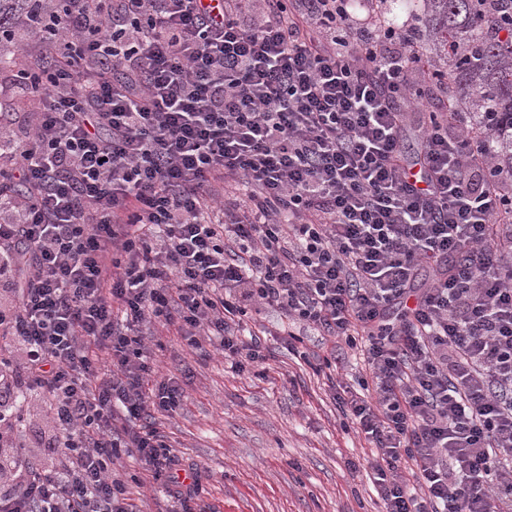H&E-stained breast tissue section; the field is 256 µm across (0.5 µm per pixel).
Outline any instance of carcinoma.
<instances>
[{
  "label": "carcinoma",
  "instance_id": "cac0c4a2",
  "mask_svg": "<svg viewBox=\"0 0 512 512\" xmlns=\"http://www.w3.org/2000/svg\"><path fill=\"white\" fill-rule=\"evenodd\" d=\"M417 39L429 51L428 65L448 66L455 103L471 127L483 129L484 113L494 125L489 150L497 165L512 172V0H421ZM43 9L40 0H0V32Z\"/></svg>",
  "mask_w": 512,
  "mask_h": 512
}]
</instances>
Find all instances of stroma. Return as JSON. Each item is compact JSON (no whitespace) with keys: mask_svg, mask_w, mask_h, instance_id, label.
<instances>
[{"mask_svg":"<svg viewBox=\"0 0 512 512\" xmlns=\"http://www.w3.org/2000/svg\"><path fill=\"white\" fill-rule=\"evenodd\" d=\"M281 325L271 309L248 312L243 323L261 337L264 380L225 360L219 337L207 342L211 355L204 359L161 322L142 328L159 371L178 377L186 391L161 429L183 467L206 473L195 512H373L371 449L344 426L325 375L289 353L278 335ZM0 410L20 416L21 442L31 458L56 468L60 455L46 398L30 392L16 402L5 393ZM115 469L139 512L165 507L161 485L144 483L135 457L122 455Z\"/></svg>","mask_w":512,"mask_h":512,"instance_id":"stroma-1","label":"stroma"}]
</instances>
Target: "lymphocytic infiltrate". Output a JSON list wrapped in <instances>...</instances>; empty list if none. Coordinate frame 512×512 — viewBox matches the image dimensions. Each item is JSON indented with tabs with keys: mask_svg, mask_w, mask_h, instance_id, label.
Wrapping results in <instances>:
<instances>
[{
	"mask_svg": "<svg viewBox=\"0 0 512 512\" xmlns=\"http://www.w3.org/2000/svg\"><path fill=\"white\" fill-rule=\"evenodd\" d=\"M299 2L54 0L29 28L47 59L0 103V281L19 293L0 339L24 347L62 460L12 447L0 512H136L124 453L192 512L200 471L180 477L156 424L184 390L140 327L220 337L262 377L249 304L286 318L289 348L301 324L361 352L333 398L372 447L379 512H512V193L414 25ZM420 86L441 104L413 130Z\"/></svg>",
	"mask_w": 512,
	"mask_h": 512,
	"instance_id": "lymphocytic-infiltrate-1",
	"label": "lymphocytic infiltrate"
}]
</instances>
